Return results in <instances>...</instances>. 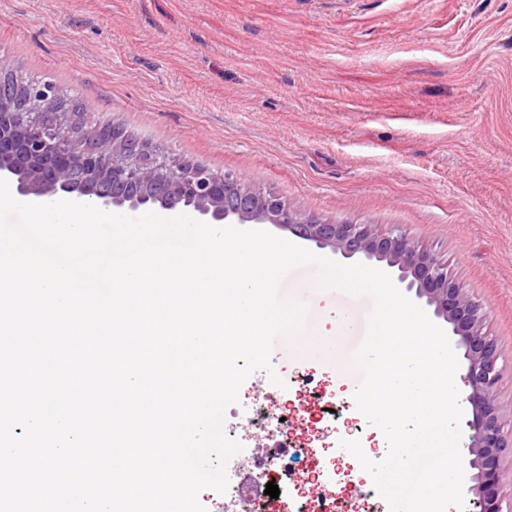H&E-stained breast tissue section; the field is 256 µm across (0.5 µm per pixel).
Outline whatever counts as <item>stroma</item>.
Segmentation results:
<instances>
[{"label": "stroma", "mask_w": 512, "mask_h": 512, "mask_svg": "<svg viewBox=\"0 0 512 512\" xmlns=\"http://www.w3.org/2000/svg\"><path fill=\"white\" fill-rule=\"evenodd\" d=\"M0 61L163 152L243 176L325 222L399 226L465 280L501 353L512 434V0H0ZM318 271L284 278L305 308L278 338L281 379L322 381L296 437L382 430L343 409L373 301L314 297ZM349 318L334 354L330 310Z\"/></svg>", "instance_id": "35a3bbf8"}]
</instances>
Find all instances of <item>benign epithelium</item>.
I'll use <instances>...</instances> for the list:
<instances>
[{
	"label": "benign epithelium",
	"mask_w": 512,
	"mask_h": 512,
	"mask_svg": "<svg viewBox=\"0 0 512 512\" xmlns=\"http://www.w3.org/2000/svg\"><path fill=\"white\" fill-rule=\"evenodd\" d=\"M59 95L30 86L0 67V112L31 107L50 120L0 126V179L17 194L38 201L68 200L119 212L154 207L184 211L207 224H271L347 259L360 257L397 271L399 285L424 301L457 336L467 362L463 375L472 408L470 467L480 512H502L500 488L512 484L502 467L507 440L502 425L503 374L496 340L485 330L486 312L469 285L448 273L436 254L400 228L384 233L374 224H326L257 192L246 181L216 179L209 168L172 159L105 124L81 130L71 112L58 111Z\"/></svg>",
	"instance_id": "7a95c632"
}]
</instances>
